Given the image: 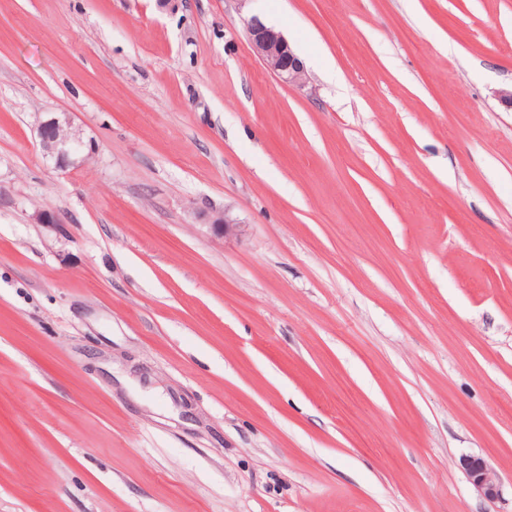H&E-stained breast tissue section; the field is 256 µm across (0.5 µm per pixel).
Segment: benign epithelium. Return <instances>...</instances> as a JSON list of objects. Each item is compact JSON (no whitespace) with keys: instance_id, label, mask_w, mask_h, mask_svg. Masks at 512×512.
<instances>
[{"instance_id":"obj_1","label":"benign epithelium","mask_w":512,"mask_h":512,"mask_svg":"<svg viewBox=\"0 0 512 512\" xmlns=\"http://www.w3.org/2000/svg\"><path fill=\"white\" fill-rule=\"evenodd\" d=\"M245 28L257 55L281 82L299 90L308 86L305 66L281 31L257 16L246 19ZM37 133L43 154L60 168L84 163L92 154V148L83 140L81 132L72 126L66 112L40 121ZM212 229L216 235L228 237L241 231V223L226 212L213 221ZM459 465L478 495L490 502L499 499L501 479L487 458L464 456Z\"/></svg>"}]
</instances>
